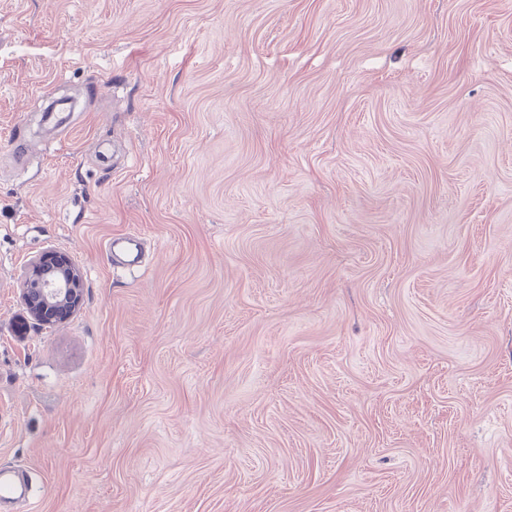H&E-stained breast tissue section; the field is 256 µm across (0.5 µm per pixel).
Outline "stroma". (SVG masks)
<instances>
[{
    "instance_id": "35a3bbf8",
    "label": "stroma",
    "mask_w": 512,
    "mask_h": 512,
    "mask_svg": "<svg viewBox=\"0 0 512 512\" xmlns=\"http://www.w3.org/2000/svg\"><path fill=\"white\" fill-rule=\"evenodd\" d=\"M47 250L84 302L28 323ZM0 466V512H512V0H0Z\"/></svg>"
}]
</instances>
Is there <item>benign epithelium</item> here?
<instances>
[{"label":"benign epithelium","mask_w":512,"mask_h":512,"mask_svg":"<svg viewBox=\"0 0 512 512\" xmlns=\"http://www.w3.org/2000/svg\"><path fill=\"white\" fill-rule=\"evenodd\" d=\"M80 269L66 253L52 250L35 257L21 284L30 318L41 324L66 321L81 304Z\"/></svg>","instance_id":"obj_1"}]
</instances>
